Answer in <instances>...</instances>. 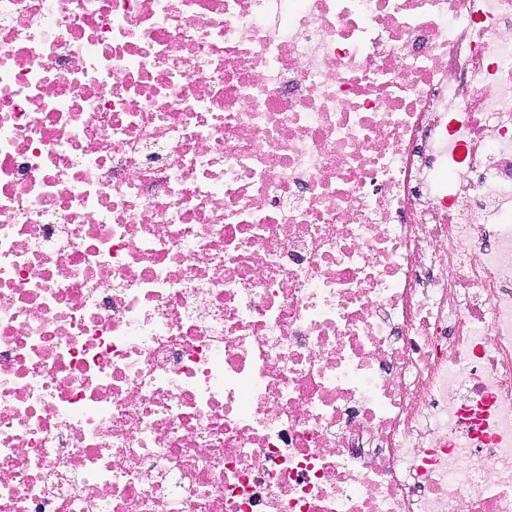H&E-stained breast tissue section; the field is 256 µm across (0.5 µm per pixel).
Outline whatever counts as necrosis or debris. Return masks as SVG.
<instances>
[{"instance_id": "4bbe7bcc", "label": "necrosis or debris", "mask_w": 512, "mask_h": 512, "mask_svg": "<svg viewBox=\"0 0 512 512\" xmlns=\"http://www.w3.org/2000/svg\"><path fill=\"white\" fill-rule=\"evenodd\" d=\"M0 512H512V0H0Z\"/></svg>"}]
</instances>
